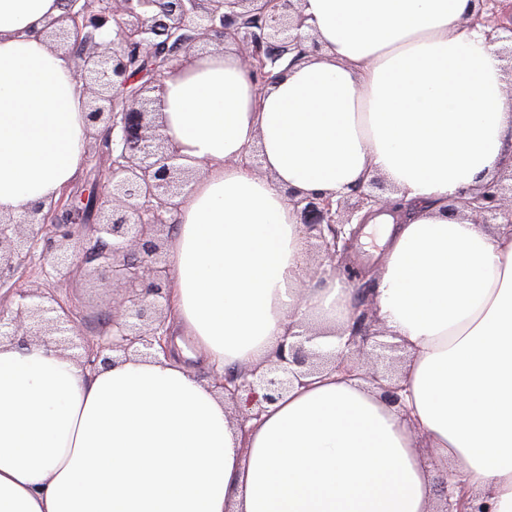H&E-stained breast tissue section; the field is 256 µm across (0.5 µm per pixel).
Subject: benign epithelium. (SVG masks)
Returning a JSON list of instances; mask_svg holds the SVG:
<instances>
[{
  "label": "benign epithelium",
  "instance_id": "7a95c632",
  "mask_svg": "<svg viewBox=\"0 0 512 512\" xmlns=\"http://www.w3.org/2000/svg\"><path fill=\"white\" fill-rule=\"evenodd\" d=\"M65 13L40 31L54 51L76 63L87 94L88 136L99 124L96 143L99 180L90 187L65 186L49 204H39L21 217L0 216V288H8L14 306L0 307V338L21 346L32 341L53 344L62 352L79 348L73 338L74 312L56 295L38 288H18V273L36 249L51 270L62 274L76 267L105 272L117 290L112 297L106 332L96 347L76 359L95 370L108 366L117 351L124 357H153L171 350L166 264L162 236L171 233L174 212L204 166L182 163L176 145L159 132L156 98L161 78L179 59L191 60L206 45H237L258 90L274 71L288 68L320 49L316 36L303 30L300 0H66ZM481 26L490 43L509 42L512 54V0H477L466 18ZM147 55L166 59L162 72L141 85L130 67ZM468 197L448 205L480 224L512 225V163ZM381 179L374 178L334 197L301 196L290 190L288 204L309 237L319 242L327 266L309 276L339 271L349 257L361 226L381 212L406 214L409 204L391 202ZM74 240L81 249L71 247ZM386 332L370 331L369 308L358 310L344 350L324 354L309 346L314 334L287 336L264 372L230 371L215 380L238 411V424L259 416L265 403L327 366L358 369L359 377L376 385L389 404L401 403L396 378L369 367L373 352H397L399 344L382 340ZM435 512H490L484 501L469 495L467 480L456 483V495L442 491Z\"/></svg>",
  "mask_w": 512,
  "mask_h": 512
}]
</instances>
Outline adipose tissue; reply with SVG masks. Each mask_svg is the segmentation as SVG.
<instances>
[{"mask_svg": "<svg viewBox=\"0 0 512 512\" xmlns=\"http://www.w3.org/2000/svg\"><path fill=\"white\" fill-rule=\"evenodd\" d=\"M321 52L256 91L232 47L167 74L162 132L208 172L166 250V358L85 370L53 346L0 341V512H431L438 479H469L512 512V226L448 211L512 161V98L470 0H301ZM62 0H0V215L73 182L85 93L40 31ZM259 154L265 176L243 164ZM382 177L414 202L373 217L377 314L407 355L401 406L331 369L246 426L183 358L266 368L292 324L336 351L345 279L308 282L307 234L285 194ZM428 453H421L420 445Z\"/></svg>", "mask_w": 512, "mask_h": 512, "instance_id": "adipose-tissue-1", "label": "adipose tissue"}]
</instances>
